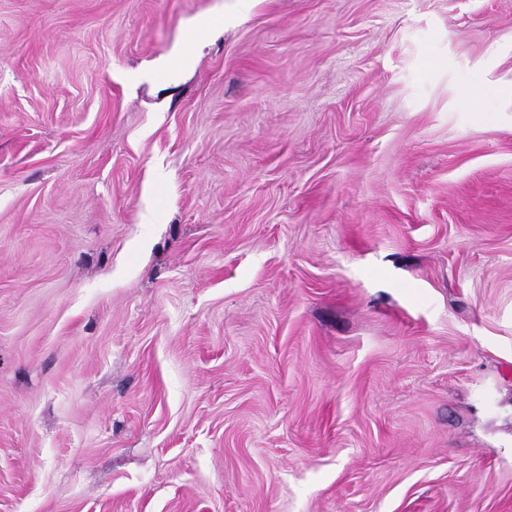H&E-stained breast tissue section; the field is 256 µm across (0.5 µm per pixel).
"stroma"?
<instances>
[{"instance_id":"35a3bbf8","label":"stroma","mask_w":512,"mask_h":512,"mask_svg":"<svg viewBox=\"0 0 512 512\" xmlns=\"http://www.w3.org/2000/svg\"><path fill=\"white\" fill-rule=\"evenodd\" d=\"M0 0V512H512V0Z\"/></svg>"}]
</instances>
